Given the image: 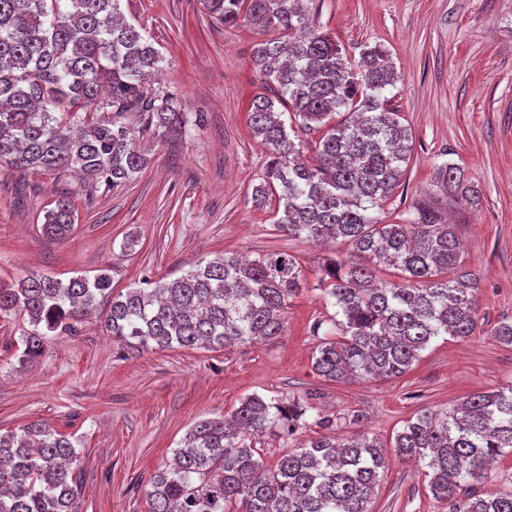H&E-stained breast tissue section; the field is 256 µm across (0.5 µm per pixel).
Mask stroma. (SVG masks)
I'll return each mask as SVG.
<instances>
[{
	"instance_id": "35a3bbf8",
	"label": "stroma",
	"mask_w": 512,
	"mask_h": 512,
	"mask_svg": "<svg viewBox=\"0 0 512 512\" xmlns=\"http://www.w3.org/2000/svg\"><path fill=\"white\" fill-rule=\"evenodd\" d=\"M121 10L157 43L163 62L149 89L175 97L187 133L152 143L146 168L114 188L90 191L47 171H0V282L29 271L66 281L105 269L117 294L224 253L252 259L285 251L307 284L286 311L282 336L228 348L130 351L92 319L23 362L27 315L0 318V432L41 420L69 436L78 452L79 512H149L148 482L187 431L254 393L312 394L323 413H363L361 429L389 444L420 409L512 387V346L492 335L512 319V0H314L315 21L349 60L365 45L386 50L399 75L390 104L414 137L392 206L405 212L425 199L447 215L479 284L473 336L435 339L401 377L346 382L314 371L319 339L311 327L327 314L321 266L347 244L315 246L278 232L272 208L251 203L266 160L249 126L261 91L256 34L242 23H213L200 0H122ZM444 163L479 188V204L439 181ZM63 196L75 205V224L65 241L52 242L41 226ZM371 510L448 507L426 490L414 462L390 451Z\"/></svg>"
}]
</instances>
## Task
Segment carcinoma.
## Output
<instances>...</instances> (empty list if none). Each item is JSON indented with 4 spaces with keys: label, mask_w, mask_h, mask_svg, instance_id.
Here are the masks:
<instances>
[{
    "label": "carcinoma",
    "mask_w": 512,
    "mask_h": 512,
    "mask_svg": "<svg viewBox=\"0 0 512 512\" xmlns=\"http://www.w3.org/2000/svg\"><path fill=\"white\" fill-rule=\"evenodd\" d=\"M121 0H0V166L20 174L55 171L87 187L132 180L148 159L136 142L146 133L176 140L187 121L174 100L153 95L144 79L163 55L125 21ZM313 0H202L224 26L243 21L260 39L252 61L276 96L260 93L250 126L267 149L252 200L278 199V230L312 243L350 245L327 260L320 285L336 312L313 325L320 337L313 368L328 381L399 377L432 339L476 333L475 274L461 270L455 225L427 202L384 222L385 205L402 185L412 134L388 106L398 76L379 45L357 64L314 26ZM280 104L304 130L320 133L312 155L290 137ZM101 112L85 119L81 113ZM440 181L475 201L458 167ZM74 206L63 198L47 211L43 234L60 241L73 230ZM400 280L372 285L376 269ZM300 263L286 252L244 262L220 255L181 277L112 295L107 271L63 282L32 271L0 283V315L23 312L24 360L52 336L75 332L111 301L107 335L142 348H216L283 335L290 302L304 290ZM330 328L322 330L324 324ZM315 406L248 395L229 415L196 423L172 463L146 491L149 512H371L384 467V444L360 432L339 439L341 418ZM322 433L264 466L253 437ZM394 451L417 459L433 498L448 512H512V493L479 494L491 463L512 453V387L470 395L441 410L425 408L396 432ZM75 446L41 422L0 434V512H78Z\"/></svg>",
    "instance_id": "1"
}]
</instances>
